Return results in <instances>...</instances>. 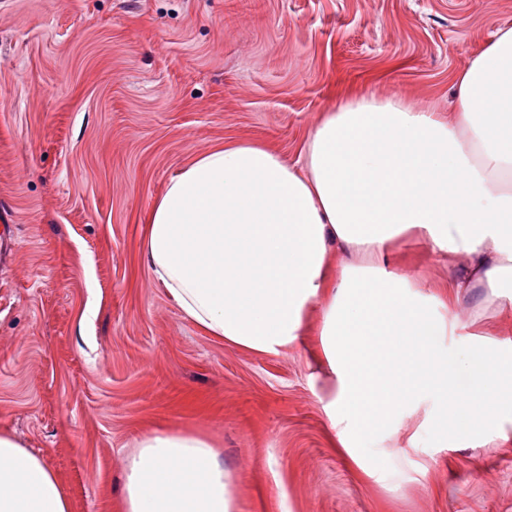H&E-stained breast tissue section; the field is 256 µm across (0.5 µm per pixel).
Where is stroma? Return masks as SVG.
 Segmentation results:
<instances>
[{
	"label": "stroma",
	"instance_id": "35a3bbf8",
	"mask_svg": "<svg viewBox=\"0 0 512 512\" xmlns=\"http://www.w3.org/2000/svg\"><path fill=\"white\" fill-rule=\"evenodd\" d=\"M512 0H0V429L41 454L71 512H124L141 434L209 435L235 512H512V420L484 445L413 438L382 462L338 448L315 337L283 354L187 319L141 255L148 212L194 155L227 141L297 161L346 92L448 109L455 74ZM460 258L394 242L387 267L449 313ZM436 338L483 378L512 306Z\"/></svg>",
	"mask_w": 512,
	"mask_h": 512
}]
</instances>
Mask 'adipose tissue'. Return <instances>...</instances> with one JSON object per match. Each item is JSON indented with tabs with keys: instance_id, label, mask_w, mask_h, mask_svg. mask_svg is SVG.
<instances>
[{
	"instance_id": "obj_1",
	"label": "adipose tissue",
	"mask_w": 512,
	"mask_h": 512,
	"mask_svg": "<svg viewBox=\"0 0 512 512\" xmlns=\"http://www.w3.org/2000/svg\"><path fill=\"white\" fill-rule=\"evenodd\" d=\"M410 233L464 259L452 316L387 270ZM142 253L180 311L231 346L285 352L318 312L335 381L324 408L353 459L420 411L440 442L484 441L512 415V352L476 344L484 376L464 395L432 339L481 319L476 289L512 301V27L456 74L447 113L356 93L311 129L301 165L251 142L199 153L154 201ZM123 499L125 512H234V477L208 436L153 431L126 460ZM0 512H71L43 458L5 431Z\"/></svg>"
}]
</instances>
